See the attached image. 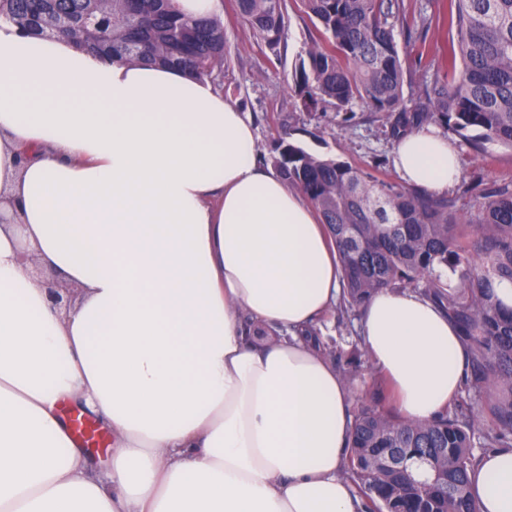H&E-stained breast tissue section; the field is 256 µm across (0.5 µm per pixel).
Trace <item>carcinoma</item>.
<instances>
[{"label":"carcinoma","mask_w":512,"mask_h":512,"mask_svg":"<svg viewBox=\"0 0 512 512\" xmlns=\"http://www.w3.org/2000/svg\"><path fill=\"white\" fill-rule=\"evenodd\" d=\"M319 26L295 69L303 108L349 112L356 103L385 121L397 141L423 125L512 147V0H448L454 31L445 64L417 98L404 99L394 36L398 0H300ZM242 20L270 50L285 40L284 0H236ZM30 35L70 38L109 59L187 70L224 90L220 16H186L175 0H0V21ZM275 170L328 225L341 261L344 309L381 288L412 287L438 303L473 348L466 397L490 387L504 396L488 418L451 407L418 423L389 407L361 409L349 442L347 477L366 512H474L468 470L473 440L512 447V311L494 285L512 282V180L494 181L474 218L446 196L402 186L348 161L312 155L281 136ZM463 269L456 287L443 271Z\"/></svg>","instance_id":"carcinoma-1"}]
</instances>
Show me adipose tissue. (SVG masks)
Segmentation results:
<instances>
[{
    "mask_svg": "<svg viewBox=\"0 0 512 512\" xmlns=\"http://www.w3.org/2000/svg\"><path fill=\"white\" fill-rule=\"evenodd\" d=\"M255 139L208 79L0 21V512H360L351 392L308 335L339 253ZM394 166L433 195L460 176L433 125ZM35 263L81 288L70 312ZM360 324L396 411L444 413L470 360L446 312L383 288ZM65 404L111 430L108 465ZM469 491L512 512V448L480 454Z\"/></svg>",
    "mask_w": 512,
    "mask_h": 512,
    "instance_id": "obj_1",
    "label": "adipose tissue"
}]
</instances>
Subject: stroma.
<instances>
[{
	"mask_svg": "<svg viewBox=\"0 0 512 512\" xmlns=\"http://www.w3.org/2000/svg\"><path fill=\"white\" fill-rule=\"evenodd\" d=\"M400 18L394 34L406 71L404 96H417L434 65L448 55L452 32L446 0H400ZM288 29L278 51H270L240 18L235 0H222L226 62L224 94L250 112L257 130L256 148L261 161H269L279 128L307 152L349 161L378 170L397 181L392 164L395 142L380 121L361 105L350 113L334 109L307 112L295 94L294 75L316 21L305 13L300 0H285ZM429 25H421L420 15ZM460 158L461 178L450 190L459 212H474L483 189L492 181L512 180V148L487 143L477 148L457 133H449ZM316 334L326 350L337 351L336 368L352 392L354 407L374 404L372 365L364 350L358 320L331 311L320 321Z\"/></svg>",
	"mask_w": 512,
	"mask_h": 512,
	"instance_id": "1",
	"label": "stroma"
}]
</instances>
